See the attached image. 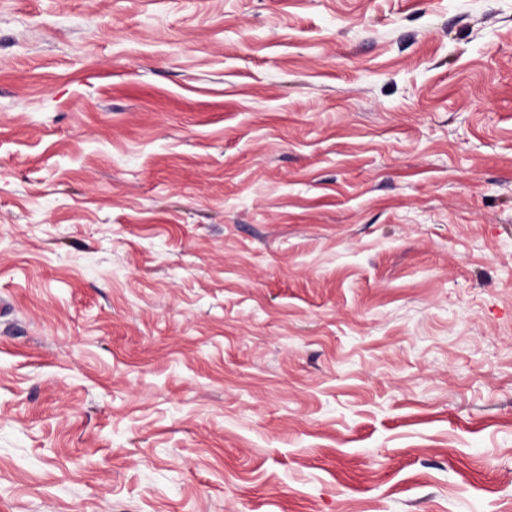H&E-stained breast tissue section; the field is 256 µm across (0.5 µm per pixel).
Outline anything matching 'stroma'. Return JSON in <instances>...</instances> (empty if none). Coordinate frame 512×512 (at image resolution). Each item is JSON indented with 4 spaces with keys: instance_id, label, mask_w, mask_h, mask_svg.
<instances>
[{
    "instance_id": "1",
    "label": "stroma",
    "mask_w": 512,
    "mask_h": 512,
    "mask_svg": "<svg viewBox=\"0 0 512 512\" xmlns=\"http://www.w3.org/2000/svg\"><path fill=\"white\" fill-rule=\"evenodd\" d=\"M0 512H512V0H0Z\"/></svg>"
}]
</instances>
